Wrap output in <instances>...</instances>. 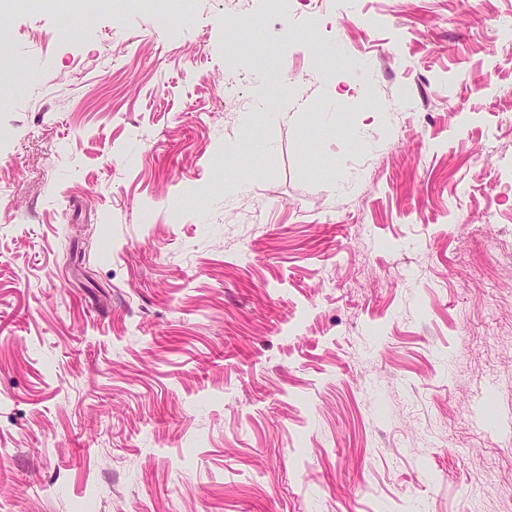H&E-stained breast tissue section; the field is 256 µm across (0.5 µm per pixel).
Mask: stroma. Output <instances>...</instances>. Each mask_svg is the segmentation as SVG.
<instances>
[{"label": "stroma", "instance_id": "1", "mask_svg": "<svg viewBox=\"0 0 512 512\" xmlns=\"http://www.w3.org/2000/svg\"><path fill=\"white\" fill-rule=\"evenodd\" d=\"M0 13V512H512V0Z\"/></svg>", "mask_w": 512, "mask_h": 512}]
</instances>
